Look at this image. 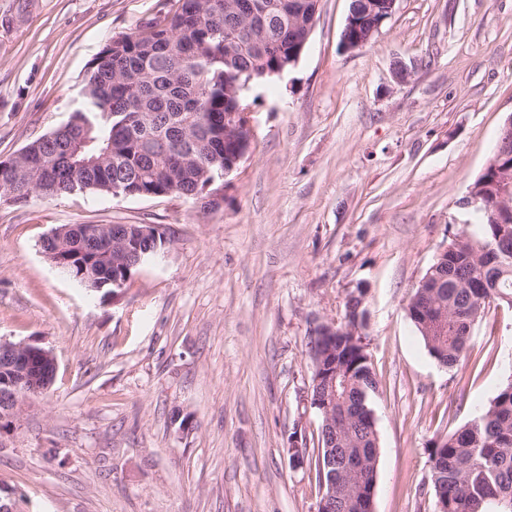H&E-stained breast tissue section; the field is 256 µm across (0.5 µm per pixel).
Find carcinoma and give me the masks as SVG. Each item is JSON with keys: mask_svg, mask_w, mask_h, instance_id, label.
I'll list each match as a JSON object with an SVG mask.
<instances>
[{"mask_svg": "<svg viewBox=\"0 0 512 512\" xmlns=\"http://www.w3.org/2000/svg\"><path fill=\"white\" fill-rule=\"evenodd\" d=\"M288 0H165L135 31L113 38L89 63L82 101L67 126L24 147L25 176L0 171V195L23 201L32 195L55 200L75 192L156 198H198L211 180L224 181L235 163L237 144L224 139V113L249 104L243 87L277 77L278 55L295 36L288 23ZM498 201L486 196L478 235L451 233L448 252L434 264L448 281L433 290L415 289L447 312L448 328L432 333L414 309L411 321L429 354L452 368L466 356L471 331L492 301L512 305V224H495ZM152 241L135 235L112 239L104 229L98 251L82 248L81 229L43 240L72 270L88 273L86 288L112 291L166 243L154 229ZM366 293L358 288L344 305V323L329 337L334 353L326 365L336 371V512H361L360 488L369 487L379 455L370 421V399L379 381L368 363L363 338L346 332L366 323ZM358 461L362 477L348 476L343 457ZM429 463L446 512H512V381L489 406L462 427L430 441Z\"/></svg>", "mask_w": 512, "mask_h": 512, "instance_id": "obj_1", "label": "carcinoma"}]
</instances>
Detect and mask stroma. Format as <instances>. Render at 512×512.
Returning <instances> with one entry per match:
<instances>
[{"label":"stroma","mask_w":512,"mask_h":512,"mask_svg":"<svg viewBox=\"0 0 512 512\" xmlns=\"http://www.w3.org/2000/svg\"><path fill=\"white\" fill-rule=\"evenodd\" d=\"M163 0H0V161L64 124L88 63ZM350 0H319L309 43L252 87L254 141L218 206L189 197H0V338L53 351V384L0 434L19 512H318L310 336L367 291L379 387L374 512H436L428 447L512 381V306L441 366L407 304L512 117V0H398L345 49ZM411 77H394L396 63ZM71 224H152L160 255L106 295L41 249Z\"/></svg>","instance_id":"35a3bbf8"}]
</instances>
